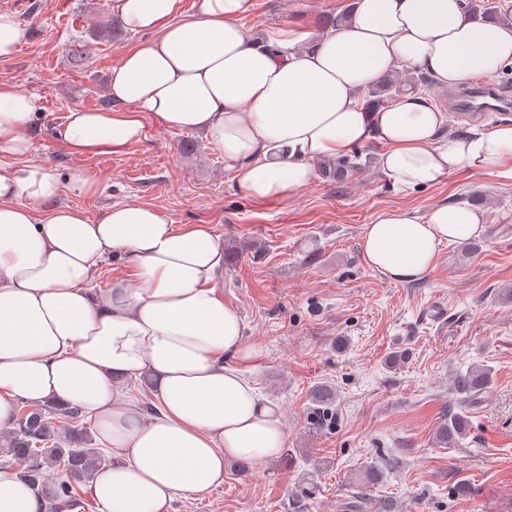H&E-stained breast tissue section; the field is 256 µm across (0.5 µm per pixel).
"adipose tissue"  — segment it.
<instances>
[{
  "label": "adipose tissue",
  "mask_w": 512,
  "mask_h": 512,
  "mask_svg": "<svg viewBox=\"0 0 512 512\" xmlns=\"http://www.w3.org/2000/svg\"><path fill=\"white\" fill-rule=\"evenodd\" d=\"M146 40L113 67L111 108L70 110L61 132L75 155L121 154L143 120L201 131L242 190L289 203L319 164L382 143V174L406 189L463 169L512 180V121L448 130V115L411 90L366 108L362 93L397 71L440 88L491 78L512 64V22H477L462 0H354L345 23L303 44L281 28L256 39L252 0H116ZM36 99L0 83V429L18 401L81 409L112 463L88 486L102 512H168L224 482L227 461L277 457L286 433L275 405L247 375L253 350L239 310L220 294L224 239L206 224L173 223L161 207L117 202L90 220L59 204L62 188L30 160L25 135ZM484 210L460 203L424 215L395 208L366 225L367 266L397 282L422 278L442 243L479 237ZM122 255L131 276L95 283ZM151 376L154 413L123 379ZM0 512H43L27 482L0 472Z\"/></svg>",
  "instance_id": "adipose-tissue-1"
}]
</instances>
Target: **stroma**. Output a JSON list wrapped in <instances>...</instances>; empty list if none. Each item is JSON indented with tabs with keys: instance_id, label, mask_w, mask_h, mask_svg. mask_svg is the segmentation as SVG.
I'll return each instance as SVG.
<instances>
[{
	"instance_id": "1",
	"label": "stroma",
	"mask_w": 512,
	"mask_h": 512,
	"mask_svg": "<svg viewBox=\"0 0 512 512\" xmlns=\"http://www.w3.org/2000/svg\"><path fill=\"white\" fill-rule=\"evenodd\" d=\"M0 0L30 32L7 58L0 82L33 95L31 157L67 181L88 171L94 195L64 189L59 201L90 219L118 201L167 209L174 223L207 224L240 254L225 268L221 294L244 318L255 356L248 368L279 408L287 435L261 469L228 462L208 495L178 497L169 512H291L306 478L317 489L308 512H341L366 471L379 479L362 512H512V180L462 170L408 190L373 165L379 145L321 167L300 199L279 204L246 196L203 133L144 124V139L121 155L76 156L60 130L74 108L108 99L111 71L146 35L118 26L114 0ZM350 0H254L244 19L257 38L288 26L314 36L320 20ZM75 52H68V45ZM485 209L477 248L445 243L422 280L400 283L372 271L361 253L366 224L389 208L424 214L439 203ZM483 364L490 389L469 408L470 431L456 447L435 432L456 406L453 374ZM331 388L332 422L315 420L313 389ZM400 460L385 468L387 458ZM469 491L454 494L457 484Z\"/></svg>"
}]
</instances>
